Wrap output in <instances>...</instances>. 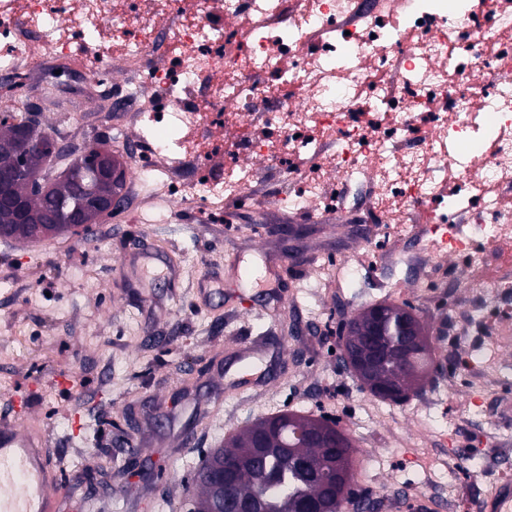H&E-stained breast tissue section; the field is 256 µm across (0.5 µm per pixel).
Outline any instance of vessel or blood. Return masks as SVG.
Here are the masks:
<instances>
[{
  "instance_id": "vessel-or-blood-1",
  "label": "vessel or blood",
  "mask_w": 512,
  "mask_h": 512,
  "mask_svg": "<svg viewBox=\"0 0 512 512\" xmlns=\"http://www.w3.org/2000/svg\"><path fill=\"white\" fill-rule=\"evenodd\" d=\"M63 476L34 418L0 425V512H64ZM481 512H512V484L496 486Z\"/></svg>"
}]
</instances>
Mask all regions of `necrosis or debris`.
Masks as SVG:
<instances>
[{"mask_svg":"<svg viewBox=\"0 0 512 512\" xmlns=\"http://www.w3.org/2000/svg\"><path fill=\"white\" fill-rule=\"evenodd\" d=\"M108 37L142 78L87 93L84 110L145 112L155 162L141 176L176 146L194 163L175 192L205 207L245 194L261 165L298 181L271 199L279 208L328 209V183L367 181L390 205L380 233L404 240L452 206L459 272L436 277L422 251L419 274L482 289L489 308L512 289V0H293L288 13L282 0H0L1 73L49 78L40 44L95 82L99 52L70 47Z\"/></svg>","mask_w":512,"mask_h":512,"instance_id":"1","label":"necrosis or debris"}]
</instances>
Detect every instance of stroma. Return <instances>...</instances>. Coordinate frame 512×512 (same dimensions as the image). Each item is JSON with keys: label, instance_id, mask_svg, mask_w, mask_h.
<instances>
[{"label": "stroma", "instance_id": "35a3bbf8", "mask_svg": "<svg viewBox=\"0 0 512 512\" xmlns=\"http://www.w3.org/2000/svg\"><path fill=\"white\" fill-rule=\"evenodd\" d=\"M69 84H31L21 96L57 136L73 120ZM281 185L262 168L247 197L224 199L214 216L172 210L149 181L137 213L103 215L88 234L0 239V419L18 413L16 391L28 394L61 464L68 512L180 505L203 452L286 411L336 418L357 449L356 487L376 501L415 490L441 512H476L512 481V421L498 412L512 391L500 370L512 366V345L445 329L450 309L479 303L477 290L426 291L398 244L375 251L350 197L326 213L264 205ZM147 245L170 249L175 278L128 263ZM384 301L410 302L436 364L465 351L468 372L443 373L401 405L339 372L341 315ZM267 334L282 348L253 358L256 385L225 397L241 368L238 341ZM64 376L72 389L59 386ZM189 433L194 445L179 447Z\"/></svg>", "mask_w": 512, "mask_h": 512}]
</instances>
